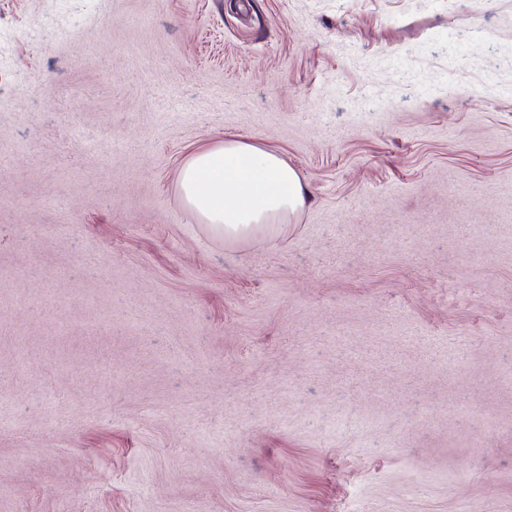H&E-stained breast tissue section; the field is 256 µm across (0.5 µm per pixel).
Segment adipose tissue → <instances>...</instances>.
<instances>
[{
    "instance_id": "obj_1",
    "label": "adipose tissue",
    "mask_w": 512,
    "mask_h": 512,
    "mask_svg": "<svg viewBox=\"0 0 512 512\" xmlns=\"http://www.w3.org/2000/svg\"><path fill=\"white\" fill-rule=\"evenodd\" d=\"M177 184L188 208L231 240L285 223L305 203V188L285 159L240 139L197 149Z\"/></svg>"
}]
</instances>
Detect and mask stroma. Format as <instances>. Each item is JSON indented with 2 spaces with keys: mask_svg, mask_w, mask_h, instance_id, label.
<instances>
[{
  "mask_svg": "<svg viewBox=\"0 0 512 512\" xmlns=\"http://www.w3.org/2000/svg\"><path fill=\"white\" fill-rule=\"evenodd\" d=\"M0 512H512V0H0ZM177 184L188 208L231 240L283 224L305 203V188L285 159L240 139L197 149Z\"/></svg>",
  "mask_w": 512,
  "mask_h": 512,
  "instance_id": "35a3bbf8",
  "label": "stroma"
}]
</instances>
